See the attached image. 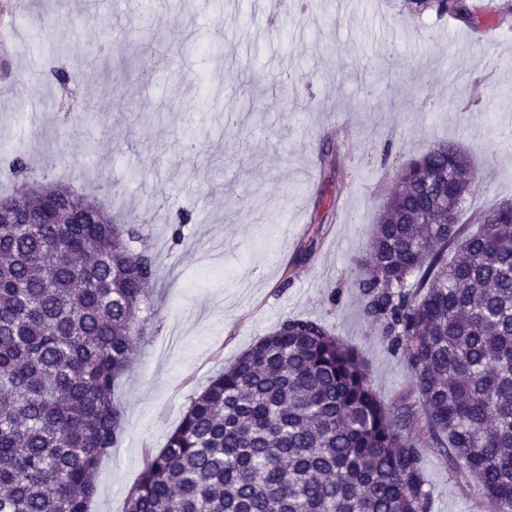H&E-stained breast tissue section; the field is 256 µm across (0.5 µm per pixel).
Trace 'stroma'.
Here are the masks:
<instances>
[{
  "instance_id": "obj_1",
  "label": "stroma",
  "mask_w": 512,
  "mask_h": 512,
  "mask_svg": "<svg viewBox=\"0 0 512 512\" xmlns=\"http://www.w3.org/2000/svg\"><path fill=\"white\" fill-rule=\"evenodd\" d=\"M26 12L0 15L12 25L4 69L41 75L40 111L29 118L1 93L0 145L34 162L33 180L70 185L118 223L153 217L142 233L157 306L114 394L125 430L91 512H125L191 398L288 317L321 320L355 346L382 404L417 405L404 359L362 316L356 262L403 163L439 141L487 173L464 219L512 202V150L498 146L512 126V29L486 20L499 40L485 43L400 0H288L274 27L252 0H29ZM489 60L496 68L483 69ZM286 67L298 79L282 95ZM58 68L82 123L53 103ZM320 216L314 253L281 288ZM419 456L432 512H494L442 449Z\"/></svg>"
}]
</instances>
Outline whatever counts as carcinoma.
Instances as JSON below:
<instances>
[{
    "mask_svg": "<svg viewBox=\"0 0 512 512\" xmlns=\"http://www.w3.org/2000/svg\"><path fill=\"white\" fill-rule=\"evenodd\" d=\"M477 30L507 3L402 0ZM20 153L0 178L24 181ZM483 169L456 142L408 161L355 286L407 362L424 425L376 398L356 347L288 317L193 397L126 512H432L418 448H442L512 512V202L459 223ZM0 512H90L123 433L114 389L144 342L155 258L136 226L60 183L0 196ZM310 222L294 265L321 239Z\"/></svg>",
    "mask_w": 512,
    "mask_h": 512,
    "instance_id": "cac0c4a2",
    "label": "carcinoma"
}]
</instances>
